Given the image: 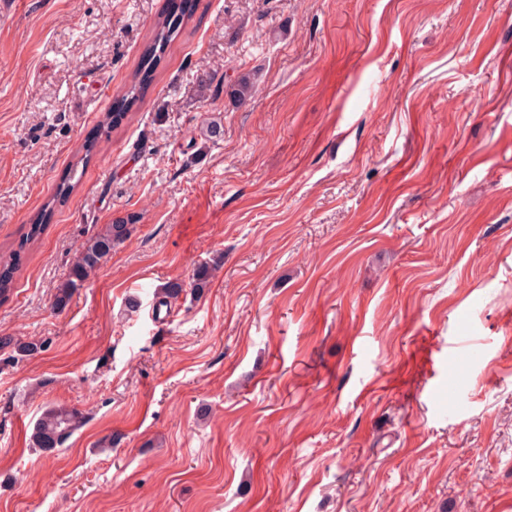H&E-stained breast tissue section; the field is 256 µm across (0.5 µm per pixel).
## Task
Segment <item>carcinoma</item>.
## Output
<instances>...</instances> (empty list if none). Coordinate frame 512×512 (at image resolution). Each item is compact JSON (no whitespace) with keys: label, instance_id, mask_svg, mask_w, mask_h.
<instances>
[{"label":"carcinoma","instance_id":"carcinoma-1","mask_svg":"<svg viewBox=\"0 0 512 512\" xmlns=\"http://www.w3.org/2000/svg\"><path fill=\"white\" fill-rule=\"evenodd\" d=\"M188 0H177L173 3L170 12L160 17L155 23L154 35L141 54L140 75L138 82L132 84L126 92L127 102L132 103L139 97L143 84L158 68L164 55L165 47L175 39L186 17ZM253 83L250 76L243 75L232 85L231 94L239 101H244L251 93ZM99 140L94 138L86 141L72 164L70 178L66 179L57 188L52 200L47 202L33 219L26 240L33 241L41 233L52 214V205L62 203L72 192L74 185L71 178L75 177L78 169L84 167L96 153ZM133 230V223L122 220L106 225L105 229L88 239L75 257L65 282L58 286L54 305L57 309H64L73 294L87 282L92 271L96 270L102 262L112 255L116 249L129 236ZM218 267V262L199 267L193 275L191 287L196 293H201L207 287L212 272ZM18 269L17 254L9 250L0 252V295L10 292L14 274ZM11 349L12 360H23L34 355L41 345L33 342H22L11 336L0 337V349ZM84 416L75 408L61 405L48 406L33 425L29 437L30 447L42 452H52L63 447L67 440L82 426Z\"/></svg>","mask_w":512,"mask_h":512}]
</instances>
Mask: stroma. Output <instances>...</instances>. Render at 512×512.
<instances>
[{
	"instance_id": "1",
	"label": "stroma",
	"mask_w": 512,
	"mask_h": 512,
	"mask_svg": "<svg viewBox=\"0 0 512 512\" xmlns=\"http://www.w3.org/2000/svg\"><path fill=\"white\" fill-rule=\"evenodd\" d=\"M170 6L0 0V512H512V0H192L125 103ZM188 0H181L179 3L173 2L172 9L160 17L155 23L154 35L150 43H148L141 54L139 82H135L126 92V102L129 104L136 101L139 97V91L143 84L151 77L152 73L158 68L164 55L165 47L173 39H175L187 15L186 5ZM98 138L87 140L82 146L77 155V160L72 164L70 176L67 178L62 185L57 188L55 195L52 200L47 202L41 211L33 219V224H30L29 232L26 235V241H34L43 230L44 226L52 214V205L55 202L62 203L72 192L74 185L71 180L75 177L78 169L86 166L91 157L96 153L98 148ZM130 221L126 219L108 224L102 232L83 244L71 265L68 278L57 288L54 298L57 309L67 306L73 294L87 282L92 271L111 256L112 251L129 236L134 228L132 220ZM18 269L17 253L10 250L0 252V295H7L13 285L14 274ZM10 348L13 355H11L12 360L17 362L19 360L26 359L34 355L41 348V344H38L33 341L22 342L19 340H15L11 336H1L0 337V349ZM84 416L75 408L61 405L48 406L33 425L29 437L30 447L52 452L63 447L82 426Z\"/></svg>"
}]
</instances>
